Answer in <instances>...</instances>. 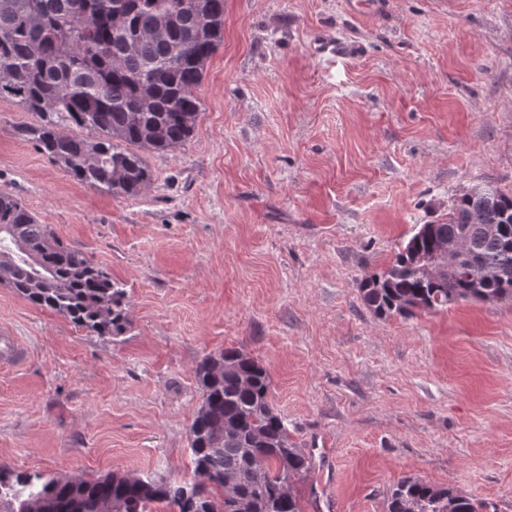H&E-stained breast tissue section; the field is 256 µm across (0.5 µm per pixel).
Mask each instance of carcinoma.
Wrapping results in <instances>:
<instances>
[{"instance_id": "cac0c4a2", "label": "carcinoma", "mask_w": 512, "mask_h": 512, "mask_svg": "<svg viewBox=\"0 0 512 512\" xmlns=\"http://www.w3.org/2000/svg\"><path fill=\"white\" fill-rule=\"evenodd\" d=\"M224 34V0H0V99L40 118L28 130L66 175L119 199L151 180L144 154L173 151L199 115L195 94ZM507 225L489 238L470 217ZM465 236L459 266L439 277L418 258ZM512 270V196L484 185L456 199L448 220L414 233L359 292L379 318L410 317L485 297L512 296V276L474 294L470 264ZM0 286L100 337L132 320L125 291L87 255L68 247L14 195L0 188ZM202 404L189 428L193 480L109 474L44 477L0 463V512H303L293 482L312 467L269 399L267 370L239 350L210 354L195 368ZM479 512L468 495L417 477L387 495V512Z\"/></svg>"}]
</instances>
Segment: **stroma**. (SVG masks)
<instances>
[{
	"instance_id": "1",
	"label": "stroma",
	"mask_w": 512,
	"mask_h": 512,
	"mask_svg": "<svg viewBox=\"0 0 512 512\" xmlns=\"http://www.w3.org/2000/svg\"><path fill=\"white\" fill-rule=\"evenodd\" d=\"M179 148L115 199L0 99V185L125 289L105 340L0 286V463L191 481L194 369L238 349L314 465L304 512H387L412 475L512 512V301L376 317L359 283L489 184L512 195V0H224ZM26 358V349L12 331L0 330V363L16 365Z\"/></svg>"
}]
</instances>
